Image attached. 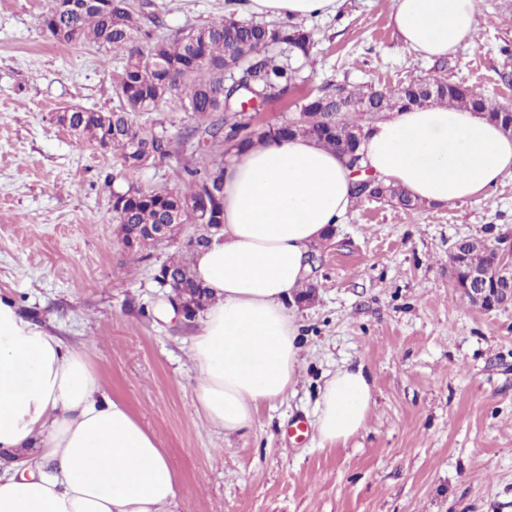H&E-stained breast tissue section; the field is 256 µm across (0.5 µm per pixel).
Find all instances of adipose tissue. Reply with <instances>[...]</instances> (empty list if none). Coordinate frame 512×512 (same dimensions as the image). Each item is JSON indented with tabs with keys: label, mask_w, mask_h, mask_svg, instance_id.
Masks as SVG:
<instances>
[{
	"label": "adipose tissue",
	"mask_w": 512,
	"mask_h": 512,
	"mask_svg": "<svg viewBox=\"0 0 512 512\" xmlns=\"http://www.w3.org/2000/svg\"><path fill=\"white\" fill-rule=\"evenodd\" d=\"M342 0H235L234 11L284 21L336 13ZM405 47L426 59L474 42L477 0H393ZM363 164L433 206L487 197L512 173V137L474 112H394L364 130ZM345 158L317 142L275 140L224 166L223 233L194 256L212 299L192 338L197 412L227 433L286 396L300 359L287 303L310 247L353 207ZM372 399L362 368L319 391L316 429L333 444L359 432ZM0 512H172L176 475L158 437L111 397L85 353L0 297Z\"/></svg>",
	"instance_id": "ef3b65f1"
}]
</instances>
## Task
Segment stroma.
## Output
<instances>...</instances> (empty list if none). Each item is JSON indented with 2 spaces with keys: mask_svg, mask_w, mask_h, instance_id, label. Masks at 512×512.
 <instances>
[{
  "mask_svg": "<svg viewBox=\"0 0 512 512\" xmlns=\"http://www.w3.org/2000/svg\"><path fill=\"white\" fill-rule=\"evenodd\" d=\"M225 2L130 0L138 41L222 20ZM49 4L0 0V296L83 349L104 389L156 434L178 478L173 512H512V306L470 305L448 270L456 240L512 236V175L465 203H355L311 250L314 298L288 303L302 347L293 389L262 404L251 428L224 433L196 414L198 324L165 319L171 293L156 278L165 262H192L195 225L141 261L112 218L113 191L181 190L184 165L221 147L186 139L198 119L174 99L149 115L169 156L138 170L62 126L69 108L119 107L123 58L52 39ZM391 7L344 0L305 19L312 80L260 106L255 124L297 115L326 85L436 75L512 106V0H478L475 43L436 60L404 48ZM358 365L372 382L366 424L321 443L318 389Z\"/></svg>",
  "mask_w": 512,
  "mask_h": 512,
  "instance_id": "35a3bbf8",
  "label": "stroma"
}]
</instances>
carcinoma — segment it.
<instances>
[{
  "label": "carcinoma",
  "mask_w": 512,
  "mask_h": 512,
  "mask_svg": "<svg viewBox=\"0 0 512 512\" xmlns=\"http://www.w3.org/2000/svg\"><path fill=\"white\" fill-rule=\"evenodd\" d=\"M42 25L51 37L69 44L94 43L123 55V73L118 85L120 106L110 113L112 121L104 125L96 112L76 109L71 112L70 128L100 148L119 151L122 166L141 168L140 156L158 152L170 154L171 141L165 128L153 122L137 123L134 116L159 111L176 98L186 112L207 118L205 127H195L200 139L224 143L238 152L274 139L304 137L338 150L355 171L360 166V141L347 134L367 126L394 111L421 106H446L467 109L496 123L501 131L512 125V111L485 99L472 88L442 77L417 78L397 87L348 86L323 87L300 106L297 116L278 126L253 129L244 121V104L253 98L263 101L284 97L298 84L308 80L304 69L309 63L313 42L311 33L300 24L242 21L233 17L160 38L143 48L135 41L138 31L129 3H118L110 12L94 7L57 13L49 9ZM188 183L181 192L166 190L143 192L133 186L116 191L112 204L113 219L132 234H141L139 244L128 248L138 259L150 257L155 242L146 234L148 226L168 223L169 205L184 208L183 223L201 229L222 223L221 192L224 163L211 167L185 169ZM216 198L206 218L188 209L206 188ZM354 198L387 200L403 208L414 209L420 202L402 187L387 184L377 176L365 174L354 182ZM468 261L454 263L456 283L466 287L468 269L491 262L493 254L484 247H472ZM178 276L175 294L199 311L211 298L199 284L188 264L173 260L164 265Z\"/></svg>",
  "instance_id": "1"
}]
</instances>
